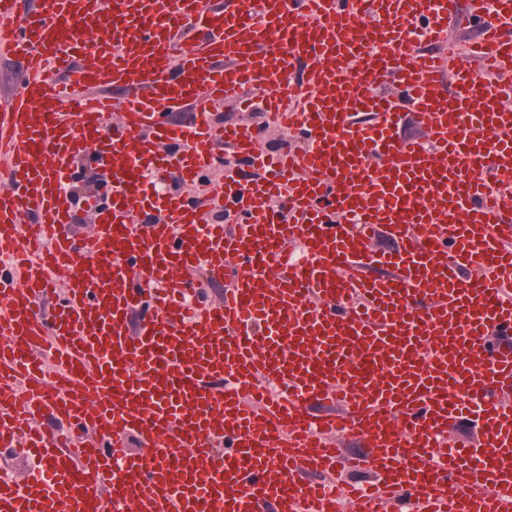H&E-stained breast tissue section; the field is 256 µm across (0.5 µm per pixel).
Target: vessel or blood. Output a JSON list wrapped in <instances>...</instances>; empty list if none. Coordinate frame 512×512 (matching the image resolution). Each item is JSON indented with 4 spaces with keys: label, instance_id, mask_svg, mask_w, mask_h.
Segmentation results:
<instances>
[{
    "label": "vessel or blood",
    "instance_id": "b4317fda",
    "mask_svg": "<svg viewBox=\"0 0 512 512\" xmlns=\"http://www.w3.org/2000/svg\"><path fill=\"white\" fill-rule=\"evenodd\" d=\"M18 8L0 0L21 65L0 107V450L48 465L0 480V512H337L353 471L356 512H512V192L493 187L512 0ZM255 89L264 126L212 122ZM220 149L261 178L214 181ZM86 162L118 177L84 197L82 239Z\"/></svg>",
    "mask_w": 512,
    "mask_h": 512
}]
</instances>
